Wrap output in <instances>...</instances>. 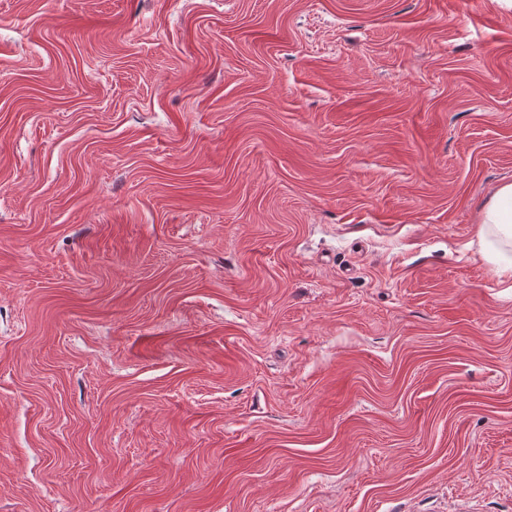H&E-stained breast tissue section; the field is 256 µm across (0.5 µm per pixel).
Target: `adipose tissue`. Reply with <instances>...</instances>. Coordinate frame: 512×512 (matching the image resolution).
I'll return each mask as SVG.
<instances>
[{
	"label": "adipose tissue",
	"instance_id": "ef3b65f1",
	"mask_svg": "<svg viewBox=\"0 0 512 512\" xmlns=\"http://www.w3.org/2000/svg\"><path fill=\"white\" fill-rule=\"evenodd\" d=\"M478 237L499 276L512 280V183L500 186L482 206Z\"/></svg>",
	"mask_w": 512,
	"mask_h": 512
}]
</instances>
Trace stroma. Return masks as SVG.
Instances as JSON below:
<instances>
[{"label": "stroma", "mask_w": 512, "mask_h": 512, "mask_svg": "<svg viewBox=\"0 0 512 512\" xmlns=\"http://www.w3.org/2000/svg\"><path fill=\"white\" fill-rule=\"evenodd\" d=\"M501 0H0V512H512ZM478 224L484 257L500 277L512 280V183L500 186L482 206Z\"/></svg>", "instance_id": "obj_1"}]
</instances>
